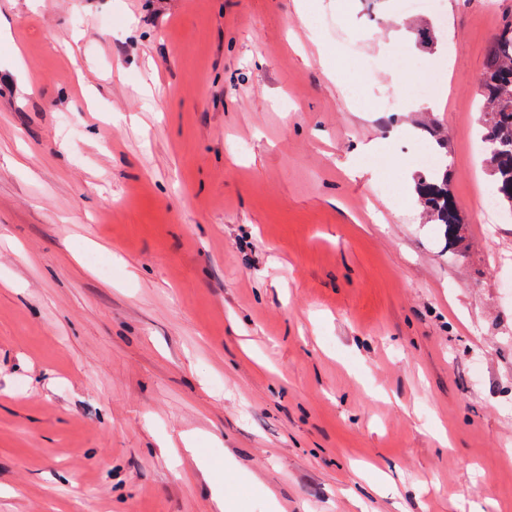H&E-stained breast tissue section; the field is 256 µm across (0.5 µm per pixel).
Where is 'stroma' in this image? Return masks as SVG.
Returning <instances> with one entry per match:
<instances>
[{
    "label": "stroma",
    "instance_id": "obj_1",
    "mask_svg": "<svg viewBox=\"0 0 512 512\" xmlns=\"http://www.w3.org/2000/svg\"><path fill=\"white\" fill-rule=\"evenodd\" d=\"M445 2L0 0V512H512V0ZM482 139L497 206L512 210V17L508 15L487 48L481 84ZM490 148V149H489ZM417 203L426 213L443 224L449 240L460 243L463 218L448 189V165L433 176H421L417 183Z\"/></svg>",
    "mask_w": 512,
    "mask_h": 512
}]
</instances>
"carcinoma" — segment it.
Wrapping results in <instances>:
<instances>
[{"label": "carcinoma", "instance_id": "carcinoma-1", "mask_svg": "<svg viewBox=\"0 0 512 512\" xmlns=\"http://www.w3.org/2000/svg\"><path fill=\"white\" fill-rule=\"evenodd\" d=\"M482 139L488 147L486 158L497 206L512 210V17L506 16L487 48L481 84ZM417 203L437 223L444 225L449 240L460 243L463 218L448 189V168L433 176H421Z\"/></svg>", "mask_w": 512, "mask_h": 512}]
</instances>
